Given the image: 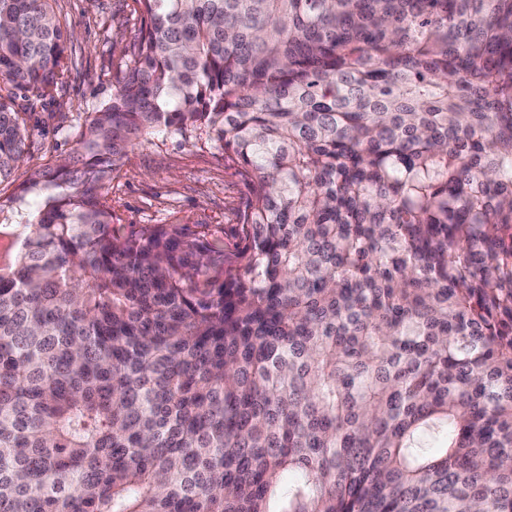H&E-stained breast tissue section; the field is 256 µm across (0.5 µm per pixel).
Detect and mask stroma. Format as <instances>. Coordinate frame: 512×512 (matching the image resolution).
<instances>
[{
    "mask_svg": "<svg viewBox=\"0 0 512 512\" xmlns=\"http://www.w3.org/2000/svg\"><path fill=\"white\" fill-rule=\"evenodd\" d=\"M53 7L75 27L77 65L53 100L29 112L28 153L0 183L4 198L19 193L34 170L74 153L86 117L111 100L142 21L136 0H55ZM110 196L115 223L183 225L223 249L230 263L241 248L235 228L251 192L247 179L225 165L218 143L196 130L129 150L112 173Z\"/></svg>",
    "mask_w": 512,
    "mask_h": 512,
    "instance_id": "obj_1",
    "label": "stroma"
}]
</instances>
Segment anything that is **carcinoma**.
Segmentation results:
<instances>
[{
	"label": "carcinoma",
	"mask_w": 512,
	"mask_h": 512,
	"mask_svg": "<svg viewBox=\"0 0 512 512\" xmlns=\"http://www.w3.org/2000/svg\"><path fill=\"white\" fill-rule=\"evenodd\" d=\"M0 0V182L74 65ZM144 23L0 266V512H512V0H136ZM207 129L243 246L113 223Z\"/></svg>",
	"instance_id": "1"
}]
</instances>
